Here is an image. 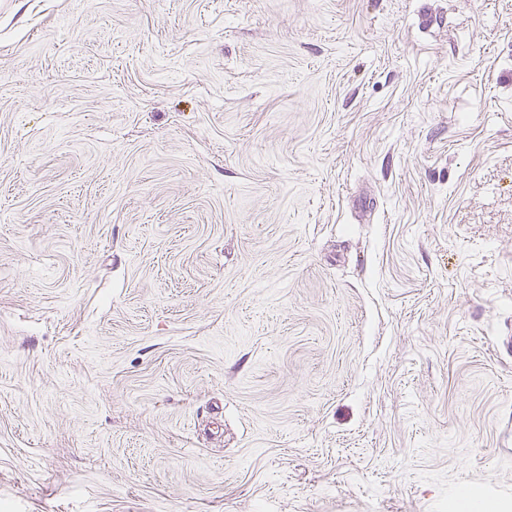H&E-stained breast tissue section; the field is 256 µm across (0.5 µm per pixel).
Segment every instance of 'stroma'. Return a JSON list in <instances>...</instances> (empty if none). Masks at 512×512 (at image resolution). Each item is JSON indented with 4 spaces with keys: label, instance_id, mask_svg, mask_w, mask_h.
Segmentation results:
<instances>
[{
    "label": "stroma",
    "instance_id": "35a3bbf8",
    "mask_svg": "<svg viewBox=\"0 0 512 512\" xmlns=\"http://www.w3.org/2000/svg\"><path fill=\"white\" fill-rule=\"evenodd\" d=\"M512 0H0V512H512Z\"/></svg>",
    "mask_w": 512,
    "mask_h": 512
}]
</instances>
